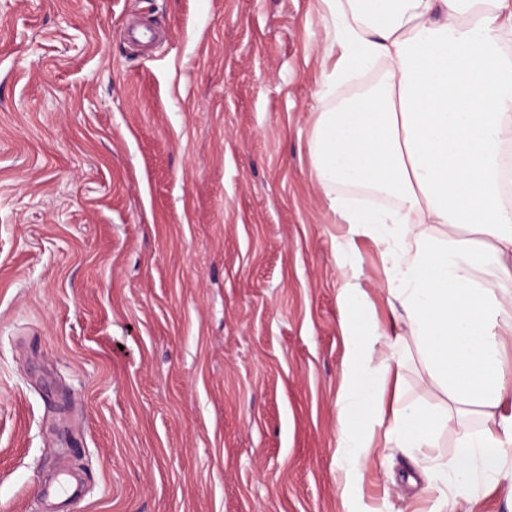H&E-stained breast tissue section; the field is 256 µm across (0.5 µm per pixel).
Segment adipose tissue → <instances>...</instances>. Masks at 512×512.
<instances>
[{
    "label": "adipose tissue",
    "mask_w": 512,
    "mask_h": 512,
    "mask_svg": "<svg viewBox=\"0 0 512 512\" xmlns=\"http://www.w3.org/2000/svg\"><path fill=\"white\" fill-rule=\"evenodd\" d=\"M331 45L317 91L376 61V82L342 107L319 113L311 147L319 181L367 186L396 199L389 211L347 198L331 210L352 234L384 247L385 286L405 316L372 335L352 329L359 289H341L350 357L337 401L338 484L354 508L358 474L377 427L399 448L434 445L437 417L378 403L374 374L390 375L413 340L429 369L428 388L476 408L490 428L463 435L454 463L424 488L431 512L469 499L477 481H496L512 454V384L503 339L512 337V0H322Z\"/></svg>",
    "instance_id": "1"
}]
</instances>
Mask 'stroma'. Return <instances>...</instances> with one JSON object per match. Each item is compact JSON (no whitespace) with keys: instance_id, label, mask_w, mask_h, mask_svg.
I'll use <instances>...</instances> for the list:
<instances>
[{"instance_id":"1","label":"stroma","mask_w":512,"mask_h":512,"mask_svg":"<svg viewBox=\"0 0 512 512\" xmlns=\"http://www.w3.org/2000/svg\"><path fill=\"white\" fill-rule=\"evenodd\" d=\"M328 44L320 0H0V512H343V282L393 313L313 166Z\"/></svg>"}]
</instances>
